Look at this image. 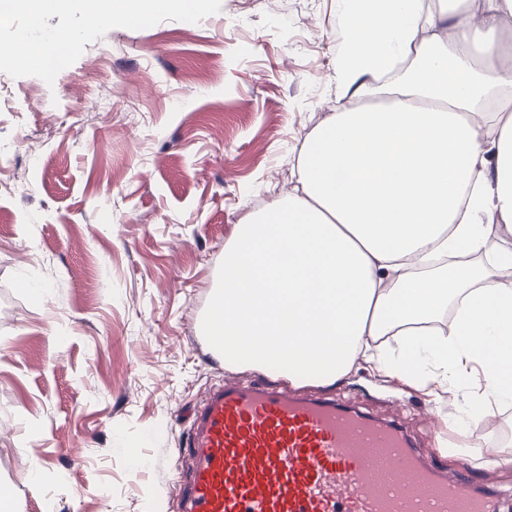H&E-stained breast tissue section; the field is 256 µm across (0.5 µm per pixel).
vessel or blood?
I'll list each match as a JSON object with an SVG mask.
<instances>
[{
	"label": "vessel or blood",
	"instance_id": "1",
	"mask_svg": "<svg viewBox=\"0 0 512 512\" xmlns=\"http://www.w3.org/2000/svg\"><path fill=\"white\" fill-rule=\"evenodd\" d=\"M198 334L224 349V280ZM180 512H500V496L441 476L398 425L264 383L213 386L180 449Z\"/></svg>",
	"mask_w": 512,
	"mask_h": 512
}]
</instances>
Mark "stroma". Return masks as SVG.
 Returning <instances> with one entry per match:
<instances>
[{
	"instance_id": "1",
	"label": "stroma",
	"mask_w": 512,
	"mask_h": 512,
	"mask_svg": "<svg viewBox=\"0 0 512 512\" xmlns=\"http://www.w3.org/2000/svg\"><path fill=\"white\" fill-rule=\"evenodd\" d=\"M193 26H186V19ZM52 63L0 59V484L16 512H179L190 412L229 379L193 323L224 245L288 195L341 92L338 0H205L88 24ZM43 283L34 304L20 278ZM300 393L394 418L512 512V404L493 428L365 367ZM38 421L43 433L31 435Z\"/></svg>"
}]
</instances>
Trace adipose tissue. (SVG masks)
<instances>
[{
    "instance_id": "obj_1",
    "label": "adipose tissue",
    "mask_w": 512,
    "mask_h": 512,
    "mask_svg": "<svg viewBox=\"0 0 512 512\" xmlns=\"http://www.w3.org/2000/svg\"><path fill=\"white\" fill-rule=\"evenodd\" d=\"M339 4L347 97L302 145L293 192L224 246V367L332 384L360 361L455 396L478 366L511 402L512 0ZM183 7L82 0L94 22ZM461 254L487 262L449 268Z\"/></svg>"
}]
</instances>
